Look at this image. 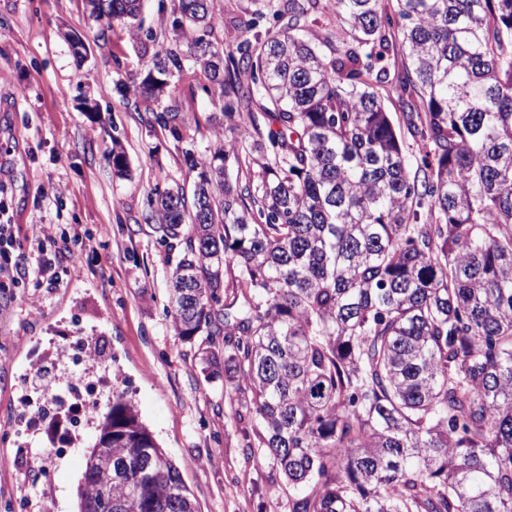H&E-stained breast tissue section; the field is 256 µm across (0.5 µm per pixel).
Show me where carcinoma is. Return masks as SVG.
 Masks as SVG:
<instances>
[{
    "label": "carcinoma",
    "instance_id": "1",
    "mask_svg": "<svg viewBox=\"0 0 512 512\" xmlns=\"http://www.w3.org/2000/svg\"><path fill=\"white\" fill-rule=\"evenodd\" d=\"M171 2L134 105L182 141L163 88L190 61L230 135L185 152L192 199L168 190L144 220L183 246L166 311L206 337L246 457L288 485V512H512V0H266L227 53L215 0ZM86 5L103 33L140 13ZM311 9L336 18L316 41ZM96 429L110 442L86 452L78 512H197L124 394Z\"/></svg>",
    "mask_w": 512,
    "mask_h": 512
}]
</instances>
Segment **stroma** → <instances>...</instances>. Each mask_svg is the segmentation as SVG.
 <instances>
[{"mask_svg": "<svg viewBox=\"0 0 512 512\" xmlns=\"http://www.w3.org/2000/svg\"><path fill=\"white\" fill-rule=\"evenodd\" d=\"M143 23H115L107 38L85 0H0V222L16 227L25 261L38 249L35 224H69L77 267L56 264L60 287L40 289L32 303L26 285L0 296V512H19L31 479L19 451L32 439L30 418L39 396L29 370L78 336L101 341L113 392L125 393L142 422L178 466L198 512H288V491L263 457L246 458L241 427L224 399V382L201 372L204 337L185 342L166 315L168 276L178 257L157 242L142 216L168 189L192 191L185 151L208 150L223 138L219 92L186 68L169 89L189 116L182 141L149 124L128 104L125 87L140 79L168 45L170 0H142ZM258 0H216L213 25L233 44L236 29ZM81 34L85 59L68 41ZM124 152L125 176L112 168ZM94 429L62 459L63 476L41 478L42 512H76V485Z\"/></svg>", "mask_w": 512, "mask_h": 512, "instance_id": "stroma-1", "label": "stroma"}]
</instances>
